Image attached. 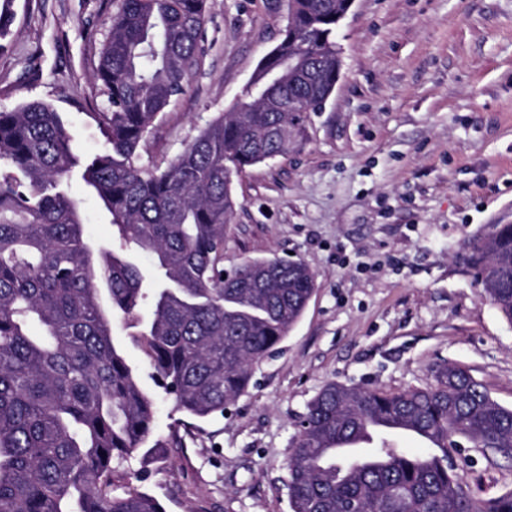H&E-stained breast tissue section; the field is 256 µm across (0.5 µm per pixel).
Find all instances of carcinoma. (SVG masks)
<instances>
[{"label":"carcinoma","mask_w":512,"mask_h":512,"mask_svg":"<svg viewBox=\"0 0 512 512\" xmlns=\"http://www.w3.org/2000/svg\"><path fill=\"white\" fill-rule=\"evenodd\" d=\"M208 0H120L95 81L93 119L105 150L84 158L61 113L32 101L0 110V512H165L154 497L116 492L140 448L154 459L155 403L114 342L116 316L135 328L155 386L196 418L224 413L255 364L297 323L314 288L299 260L221 267L233 177L288 153L307 113L336 86V14L344 0H288L290 26L246 91L170 164L138 147L183 94L201 52ZM14 0H0V50ZM306 46L309 78L288 82V46ZM304 99L305 109L277 105ZM78 173L110 215L119 248L94 246L64 180ZM155 256L148 279L123 251ZM477 281L512 324V224H491L470 248ZM151 300V316L139 310ZM435 384L388 392L325 385L308 403L288 459L292 512H512V491L479 498L464 474L472 448L509 458L512 408L460 366ZM382 422L431 444L412 454L378 436L360 455L336 443Z\"/></svg>","instance_id":"cac0c4a2"}]
</instances>
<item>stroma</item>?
Segmentation results:
<instances>
[{"mask_svg": "<svg viewBox=\"0 0 512 512\" xmlns=\"http://www.w3.org/2000/svg\"><path fill=\"white\" fill-rule=\"evenodd\" d=\"M120 0H15L0 51V108L40 101L61 112L81 154L105 141L94 79ZM286 0H209L188 90L141 143L166 167L228 111L287 23ZM340 78L287 155L233 182L225 270L274 256L305 262L316 289L278 348L255 365L227 413L198 420L158 393L122 319L114 338L156 402L165 454L142 453L118 490L165 512H291L287 462L308 402L330 382L424 388L437 365L462 366L512 407V324L474 278L468 244L512 224V0H356L337 31ZM92 243L107 212L79 180ZM483 497L512 490V461L479 460Z\"/></svg>", "mask_w": 512, "mask_h": 512, "instance_id": "obj_1", "label": "stroma"}]
</instances>
